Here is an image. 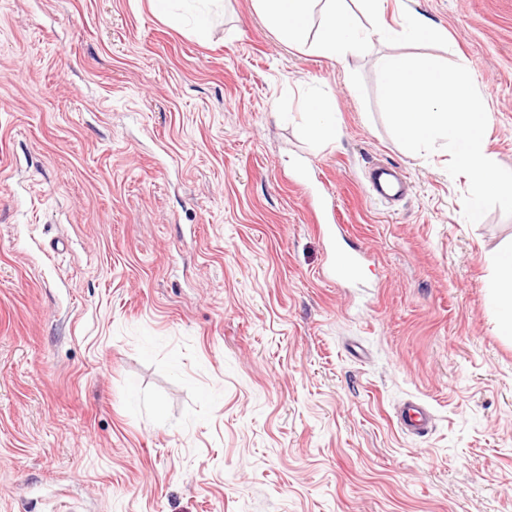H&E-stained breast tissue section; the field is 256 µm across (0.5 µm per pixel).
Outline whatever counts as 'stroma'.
Segmentation results:
<instances>
[{
  "mask_svg": "<svg viewBox=\"0 0 512 512\" xmlns=\"http://www.w3.org/2000/svg\"><path fill=\"white\" fill-rule=\"evenodd\" d=\"M467 62L512 169V0H387ZM207 18L206 38L195 34ZM377 45L282 43L255 0H0V512H512V217L416 159ZM333 96L340 135L298 106ZM411 193L370 199L365 171ZM322 200L372 260L326 282ZM432 409L407 437L396 406ZM306 134L316 142L335 140L338 133L336 101L323 93H313L301 109ZM368 195L371 199L386 203L401 201L408 194L409 177L395 164H372L366 173ZM493 264L495 278L487 294V303L497 316L501 336L512 337V248L498 254Z\"/></svg>",
  "mask_w": 512,
  "mask_h": 512,
  "instance_id": "1",
  "label": "stroma"
}]
</instances>
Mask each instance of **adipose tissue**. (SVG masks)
<instances>
[{"mask_svg": "<svg viewBox=\"0 0 512 512\" xmlns=\"http://www.w3.org/2000/svg\"><path fill=\"white\" fill-rule=\"evenodd\" d=\"M385 0H256L266 24L284 43L311 45L327 57L345 60L374 44L439 41L443 35L413 14L400 15L394 23L382 18ZM302 124L314 141L335 139L338 133L336 101L313 93L304 103ZM495 277L487 303L497 316L501 335L512 337V248L498 254Z\"/></svg>", "mask_w": 512, "mask_h": 512, "instance_id": "1", "label": "adipose tissue"}]
</instances>
